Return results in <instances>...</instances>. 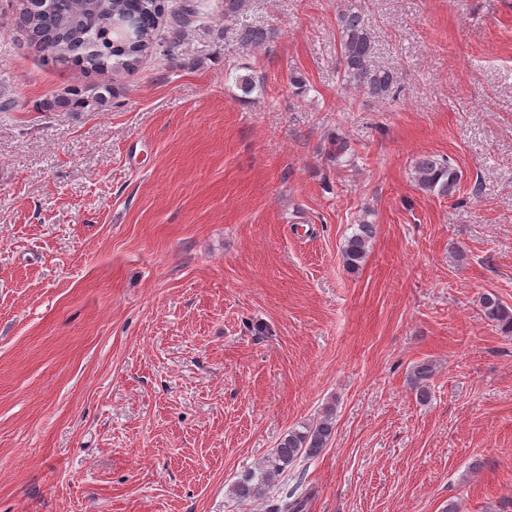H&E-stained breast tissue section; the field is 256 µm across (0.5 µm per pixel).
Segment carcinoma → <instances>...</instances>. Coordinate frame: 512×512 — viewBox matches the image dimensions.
<instances>
[{"label": "carcinoma", "instance_id": "1", "mask_svg": "<svg viewBox=\"0 0 512 512\" xmlns=\"http://www.w3.org/2000/svg\"><path fill=\"white\" fill-rule=\"evenodd\" d=\"M201 6L198 0H178L171 15L174 23L161 43L156 41L155 32L165 12L163 0H28L22 8L23 29L29 42L42 53L44 65L71 64L84 78L116 76L134 71L144 57L160 47L164 57L174 59L184 28L199 17ZM118 15L134 18L138 29L135 44L120 48L112 43L107 20ZM337 25L343 80L374 98L388 99L396 92V76L393 71L373 64L375 43L363 15L353 8L347 9L338 14ZM271 37L272 32L263 27L245 25L240 30V40L246 44H264ZM84 92L85 88L76 83L64 94L43 101L40 110L81 112L89 105L98 110L111 106V85H98L91 103L85 100ZM416 177L422 189L448 197L456 194L461 180L460 172L448 160L436 156H425L418 162ZM373 233V225L363 219L357 231L347 238L343 259L348 268L356 269L364 261ZM482 305L485 316L511 336L512 308L504 306L493 293L482 297ZM432 377L430 365L416 366L412 386L419 400L430 397ZM333 428L332 417L326 415L301 430L288 431L271 456L256 470L239 477L231 488L232 495L243 500L265 499L278 478L298 459L321 453L331 439ZM313 496L312 490L299 495L287 491L270 512H306Z\"/></svg>", "mask_w": 512, "mask_h": 512}]
</instances>
